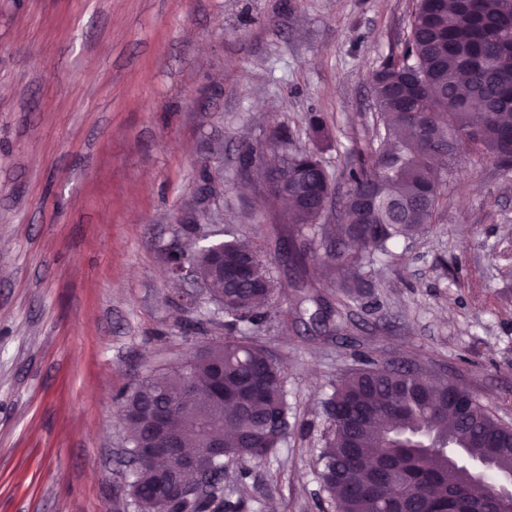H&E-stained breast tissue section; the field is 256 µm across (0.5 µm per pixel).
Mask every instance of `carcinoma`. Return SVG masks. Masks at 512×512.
I'll list each match as a JSON object with an SVG mask.
<instances>
[{
	"label": "carcinoma",
	"mask_w": 512,
	"mask_h": 512,
	"mask_svg": "<svg viewBox=\"0 0 512 512\" xmlns=\"http://www.w3.org/2000/svg\"><path fill=\"white\" fill-rule=\"evenodd\" d=\"M508 31L512 0H416L401 53L386 58L372 78L382 130L350 158L339 182L317 151L290 147L283 130L267 145L242 147L239 173L266 162L288 181L285 196L272 179L262 182V192L288 202L290 260L304 263L316 245L328 266L350 275L334 306L311 291L310 280L294 283L311 325L327 333L343 330L340 308L348 307L377 257L393 256V246L434 224L448 170L461 161L460 145L499 165L512 161ZM474 100L486 110L470 111ZM321 193L340 203L335 224L319 223ZM217 255L211 244L188 260L208 279L231 335L208 346L204 356L186 352L178 365L143 376L118 396L130 429L128 495L138 512H223L224 460L258 464L288 436L291 408L279 363L263 346L234 336L271 318L277 281L238 237L224 241V272L244 267V278L221 277ZM169 407V426L184 454L199 446L195 427L203 420L224 438L227 454L215 464L205 495L161 504L153 497L160 464L144 460L142 449L151 425ZM322 415V490L333 512H418L425 502L441 512L450 498L459 512H478L489 504L494 478L512 473V425L455 381L380 373L370 360L336 380ZM450 442L478 459L495 449L490 477L465 478L466 470L449 460ZM376 464L391 473L393 484L372 493L365 487Z\"/></svg>",
	"instance_id": "1"
}]
</instances>
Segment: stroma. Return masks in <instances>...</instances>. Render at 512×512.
Wrapping results in <instances>:
<instances>
[{
  "label": "stroma",
  "mask_w": 512,
  "mask_h": 512,
  "mask_svg": "<svg viewBox=\"0 0 512 512\" xmlns=\"http://www.w3.org/2000/svg\"><path fill=\"white\" fill-rule=\"evenodd\" d=\"M412 5L0 0V512H137L117 394L228 334L169 252L233 234L286 282L283 208L239 175L241 146L281 129L341 171L376 133L371 75ZM272 306L252 338L285 371L291 426L262 464L225 462L241 512H323L320 403L366 357L458 381L512 424V170L464 149L342 334L300 321L296 293Z\"/></svg>",
  "instance_id": "1"
}]
</instances>
